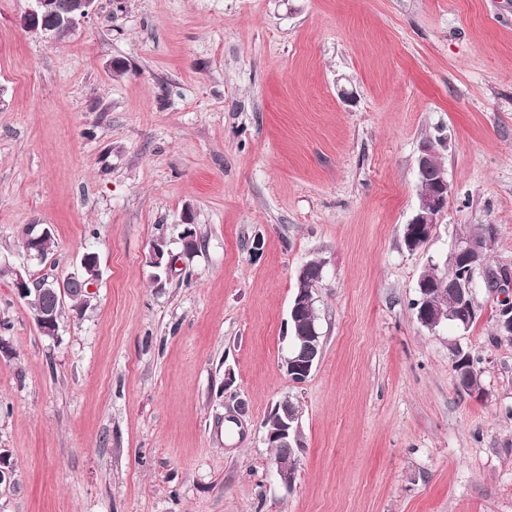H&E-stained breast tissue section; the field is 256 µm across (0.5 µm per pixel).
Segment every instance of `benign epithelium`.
<instances>
[{"instance_id":"7a95c632","label":"benign epithelium","mask_w":512,"mask_h":512,"mask_svg":"<svg viewBox=\"0 0 512 512\" xmlns=\"http://www.w3.org/2000/svg\"><path fill=\"white\" fill-rule=\"evenodd\" d=\"M96 0H29L28 7L21 17L22 26L29 32L49 40L54 30L58 27L72 28L80 21L87 18L93 10ZM417 175H430L434 183V190L418 196L416 207L412 217L404 226V242L409 251H415L428 241L439 215L448 204V199L453 193V188L448 182V176L442 162V155L430 141L421 144L417 158ZM178 240L182 247V253H196L200 242L196 232L191 228L190 220L184 221L183 230L179 233ZM482 242L479 239H457L452 242L444 265L451 266L455 270V276L450 282V288L459 300L457 312L450 316L448 311L431 299L429 288L424 280L417 281L416 290L422 295L417 306L416 317L421 326L430 331L448 324V319H453L463 330H468L469 325L476 315V282L475 273L484 268L481 262ZM180 256L174 254L167 247L163 239L153 242L149 253V264L155 269L160 267L164 271H170ZM81 266L88 274L82 280L85 285L83 292L90 294L95 281L98 279V256L94 253H86L81 258ZM296 291L290 307V321L295 323L300 311L305 307H312L315 303V289L309 286L307 267L302 265L296 271ZM71 280L63 282L53 280H41L37 283L24 277L20 272H15L13 287L20 298H27L29 294L37 296L51 294L55 297L65 298L69 295ZM503 298L497 310V329L501 337L512 338V299L508 296V289L512 287V277L506 276L500 280ZM38 325L41 333L53 338L59 336L56 311L46 308L38 317ZM300 341L293 342L288 336H283L285 347L282 349L280 369L288 380L294 384L302 383L308 379L318 367L320 362L323 334L319 324L311 322L304 331H295ZM267 417L279 423V428L265 435V440L271 447H292L296 440V431L293 424L300 422V416L293 409V401L287 395L280 398L269 410ZM298 461L287 460L276 463V473L281 485L290 490L294 487L297 474Z\"/></svg>"}]
</instances>
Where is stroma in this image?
I'll list each match as a JSON object with an SVG mask.
<instances>
[{"label":"stroma","instance_id":"1","mask_svg":"<svg viewBox=\"0 0 512 512\" xmlns=\"http://www.w3.org/2000/svg\"><path fill=\"white\" fill-rule=\"evenodd\" d=\"M26 7L0 0V268L63 280L93 251L100 276L55 339L0 277V512H512L498 298L477 287L466 332L410 307L473 226L512 266V0H96L50 41ZM437 139L454 193L411 252ZM187 219L200 249L157 275L152 242ZM311 260L323 353L294 385L282 336ZM286 395L289 490L262 429ZM452 359L463 357L467 359V366L470 368L468 372L461 378L459 386L467 391H475L480 389L482 369L478 366L480 357L474 356L471 352L461 347L452 348Z\"/></svg>","mask_w":512,"mask_h":512}]
</instances>
